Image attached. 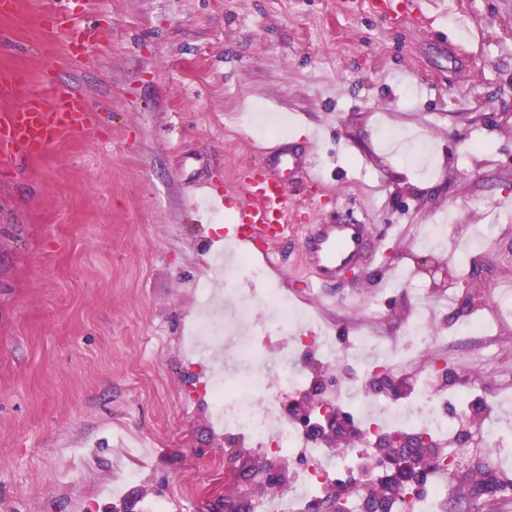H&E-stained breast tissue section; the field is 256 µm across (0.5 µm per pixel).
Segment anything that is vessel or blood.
Wrapping results in <instances>:
<instances>
[{
  "label": "vessel or blood",
  "mask_w": 512,
  "mask_h": 512,
  "mask_svg": "<svg viewBox=\"0 0 512 512\" xmlns=\"http://www.w3.org/2000/svg\"><path fill=\"white\" fill-rule=\"evenodd\" d=\"M57 27L72 45L90 48L98 43L95 27L79 22L65 9L54 15ZM94 120L84 99L69 89L45 97L34 93L18 108L0 114V167L11 166L21 156L41 153L63 133L80 134ZM280 169L260 170L239 185L240 204L235 217V236L241 244L260 249L283 233L291 210L282 169H295L294 155L279 147L269 150ZM370 252L365 225L315 224L304 235L302 257L321 281L334 280L344 269L358 265Z\"/></svg>",
  "instance_id": "obj_1"
}]
</instances>
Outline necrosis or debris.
Instances as JSON below:
<instances>
[{
  "label": "necrosis or debris",
  "instance_id": "1",
  "mask_svg": "<svg viewBox=\"0 0 512 512\" xmlns=\"http://www.w3.org/2000/svg\"><path fill=\"white\" fill-rule=\"evenodd\" d=\"M245 269L250 278L264 287L265 296L273 298L276 316L270 332L245 336L238 340L237 351L245 358L278 351L306 355V369L284 370L278 393L259 385L251 372L227 377L213 375L205 393L213 407L215 422L223 427L225 437L237 448H251L270 455L288 454L305 459L306 466L294 478L289 492L252 504V512H303L307 500L328 483L345 481L352 496L362 494L368 478L364 467L377 435L395 430H427L434 440H444L452 452L471 453L476 448L494 449L498 459L512 456V423L488 426L484 417L503 402L500 392L472 396L462 386L438 384L434 378L415 383L401 394L388 398L360 397L346 392L338 398L342 414L360 432L357 442L348 448H322L296 420L293 406L307 390L312 370L332 369L341 364L361 365L372 372L375 365L393 371L400 359L431 351L436 334L414 321L402 336L388 338L375 332L356 336L345 346H337L324 328L308 319L307 314L287 295L268 287L264 267L241 260L237 268H224L225 279H232L236 269ZM457 481L453 471L439 464L423 498L404 501L400 512H437L456 496Z\"/></svg>",
  "mask_w": 512,
  "mask_h": 512
}]
</instances>
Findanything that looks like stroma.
I'll use <instances>...</instances> for the list:
<instances>
[{
  "label": "stroma",
  "instance_id": "obj_1",
  "mask_svg": "<svg viewBox=\"0 0 512 512\" xmlns=\"http://www.w3.org/2000/svg\"><path fill=\"white\" fill-rule=\"evenodd\" d=\"M376 2L68 0L99 33L88 50L51 27L57 0L0 14V73L24 75L0 113L66 86L99 116L0 168V512H224L242 478L201 388L240 365L233 341L186 338L224 310L221 263L250 255L220 243L225 189L276 144L322 177L288 174L296 223L363 224L379 247L325 285L291 233L270 280L342 343L375 307L401 335L416 299L397 269L434 296L466 284L471 305L425 314L449 335L434 355L498 388L512 315L490 340L450 330L512 286V0ZM496 211L497 237L462 256Z\"/></svg>",
  "mask_w": 512,
  "mask_h": 512
}]
</instances>
